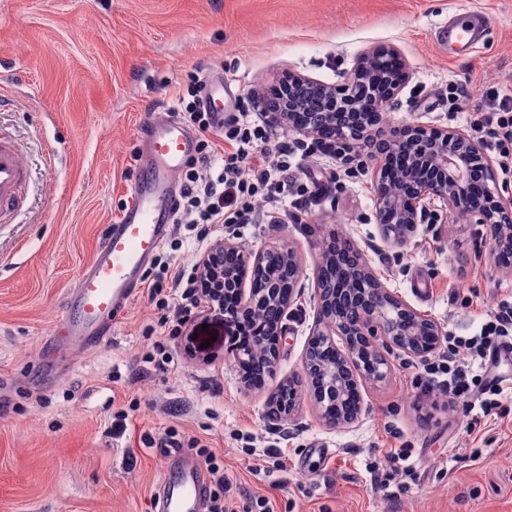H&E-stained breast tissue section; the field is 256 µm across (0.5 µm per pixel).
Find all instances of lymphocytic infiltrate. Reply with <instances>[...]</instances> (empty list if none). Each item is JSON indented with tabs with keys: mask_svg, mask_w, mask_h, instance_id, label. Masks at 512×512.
Instances as JSON below:
<instances>
[{
	"mask_svg": "<svg viewBox=\"0 0 512 512\" xmlns=\"http://www.w3.org/2000/svg\"><path fill=\"white\" fill-rule=\"evenodd\" d=\"M204 81L197 72L187 75L186 97L178 102V113L201 134L196 154L183 169L175 221L195 231L205 241L211 226L217 224L302 223L328 188L307 179L300 157L318 154L336 160L349 153L341 138L315 137L311 142L289 140L269 121L249 107L224 115L223 126H215L210 112L201 104ZM488 109L473 113V130L500 158L502 175L512 174V90H492L487 94ZM211 282L201 266L191 271H171L159 265L151 274L149 297L160 313L162 335L180 332L188 311L200 304H211L214 313L233 324L234 344H242L245 328L239 325L234 307L221 298L210 297ZM512 340V300L500 299L487 311L479 330L469 337L452 336L448 351L436 362L424 365V384L419 399L433 392L448 403H466L493 415L499 405V386L484 384L475 388V366L486 365L490 351ZM207 470L216 486L209 493L207 512H235L234 481L225 473L209 449H201Z\"/></svg>",
	"mask_w": 512,
	"mask_h": 512,
	"instance_id": "1",
	"label": "lymphocytic infiltrate"
}]
</instances>
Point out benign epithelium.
I'll list each match as a JSON object with an SVG mask.
<instances>
[{
  "label": "benign epithelium",
  "instance_id": "1",
  "mask_svg": "<svg viewBox=\"0 0 512 512\" xmlns=\"http://www.w3.org/2000/svg\"><path fill=\"white\" fill-rule=\"evenodd\" d=\"M376 54L369 52L361 58L347 81L329 87L304 76L290 73L272 87L267 114L274 124H286L305 134L321 133L323 125L336 121V110L353 107L359 102L374 111L392 98L399 89L396 82L389 87L368 82L367 63ZM318 98L321 111L312 114L305 124L293 121V110L309 96ZM389 147L412 157L429 171V178L416 187L400 184L399 190L389 193L383 178L376 183V220L385 241L394 247L407 245L414 237L418 224L426 213L425 200L438 199L448 205V212L460 214L474 224L493 230L495 257L512 253V232L502 228L512 224V205L495 194L489 183L496 181V171L484 156L482 148L469 136L456 130L406 126L391 131ZM481 164L484 185L478 195L469 192L471 164ZM238 256L236 268H224V254ZM264 252H248L226 238L202 258L209 271H224V296L239 301V310L251 319L256 309L277 306L282 311L291 307L300 277V264L293 248L284 250L282 271L292 278L288 291L279 288L280 272H268L269 286L264 290L246 288V282L264 272ZM362 283L361 293L350 298V318L336 319L328 311L335 289L318 291L319 320L305 351L304 368L309 390L315 402L322 406L328 401L338 403L346 388H357L362 380L381 382L388 370V360L382 350L396 349L410 358L420 359L440 342L441 327L422 315L399 296L384 288L379 279L364 264L354 268ZM323 344L339 354L342 364L326 369L313 359L315 344ZM294 404L282 399V393L272 396L269 414L274 419L291 415Z\"/></svg>",
  "mask_w": 512,
  "mask_h": 512
}]
</instances>
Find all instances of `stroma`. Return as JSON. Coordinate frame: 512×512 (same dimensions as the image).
<instances>
[{
	"instance_id": "1",
	"label": "stroma",
	"mask_w": 512,
	"mask_h": 512,
	"mask_svg": "<svg viewBox=\"0 0 512 512\" xmlns=\"http://www.w3.org/2000/svg\"><path fill=\"white\" fill-rule=\"evenodd\" d=\"M474 12L486 18L477 48L448 53L441 27ZM375 47L394 48L408 73L383 108L386 127L471 134L470 114L487 109L483 90L512 86V0H0V132L33 175L20 216L0 224V512H158L165 467L202 446L236 478L237 512H255L260 497L274 512H512V367L501 370V407L488 418L437 395L415 402L421 366L395 350L386 379L361 385L355 423L325 424L308 391L316 270L333 229L452 335L473 334L480 312L512 294L487 227L440 201L409 244L387 246L376 164L361 151L351 166L303 159L331 187L305 223L223 227L248 251L287 240L301 263L281 355L261 386L246 382L223 320L206 311L162 339L179 371L156 370L147 361L156 311L144 293L105 345L45 370L66 293L129 199L136 128L174 111L187 72L223 75L241 99L289 72L343 84ZM456 90L468 94L457 111L448 107ZM458 276L460 294L449 296ZM287 381L297 405L277 421L269 398ZM121 413L122 431L113 427ZM390 431L418 477L381 491L368 466ZM172 435L178 448L167 445Z\"/></svg>"
}]
</instances>
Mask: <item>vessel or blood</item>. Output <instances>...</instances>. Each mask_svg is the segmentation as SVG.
I'll use <instances>...</instances> for the list:
<instances>
[{
	"mask_svg": "<svg viewBox=\"0 0 512 512\" xmlns=\"http://www.w3.org/2000/svg\"><path fill=\"white\" fill-rule=\"evenodd\" d=\"M484 23L480 14L469 22L444 26L442 44L475 48ZM137 173L127 205L92 253L74 288L66 294L61 345L89 348L103 344L144 287L145 273L169 236L177 197L176 175L194 154L198 140L188 124L169 115L153 118L137 129ZM28 172L14 141L0 137V223L9 224L20 211ZM206 482L189 456H181L165 473L159 512H205Z\"/></svg>",
	"mask_w": 512,
	"mask_h": 512,
	"instance_id": "vessel-or-blood-1",
	"label": "vessel or blood"
}]
</instances>
